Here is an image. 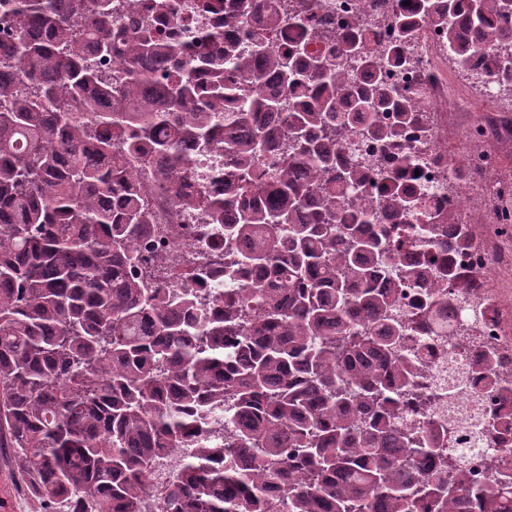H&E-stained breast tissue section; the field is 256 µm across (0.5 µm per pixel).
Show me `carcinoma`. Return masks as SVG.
I'll use <instances>...</instances> for the list:
<instances>
[{
  "label": "carcinoma",
  "instance_id": "carcinoma-1",
  "mask_svg": "<svg viewBox=\"0 0 512 512\" xmlns=\"http://www.w3.org/2000/svg\"><path fill=\"white\" fill-rule=\"evenodd\" d=\"M182 9L144 0L123 26L116 0H0V449L40 510L146 512L152 497L158 512H512L511 482L472 480L439 425L399 422L421 366L400 295L376 280L434 258L397 243L396 225L448 223L437 282H414L430 333L450 335L483 275L453 260L474 228L431 209L426 184L404 186L403 133L424 105L383 68L412 58L358 17L307 55L313 5L285 14L299 35L275 50L255 26L278 23L269 0L224 14L248 50L214 32L185 56ZM386 13L401 40L442 27L455 65L483 62L476 84L512 94V0H388ZM114 57L123 80L100 65ZM268 72L290 100L264 88ZM356 141L393 164L357 163ZM187 145L224 151L233 195L180 192ZM153 188L241 248L207 271L221 276L210 306L189 279L133 275L153 248ZM467 351L465 374L511 396L494 357ZM186 447L153 486L155 464Z\"/></svg>",
  "mask_w": 512,
  "mask_h": 512
}]
</instances>
